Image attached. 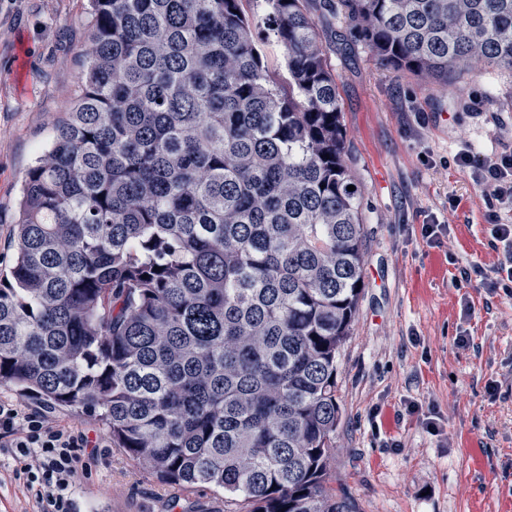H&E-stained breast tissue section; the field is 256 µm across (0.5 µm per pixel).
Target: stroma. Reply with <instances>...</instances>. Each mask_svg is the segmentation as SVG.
Returning a JSON list of instances; mask_svg holds the SVG:
<instances>
[{"instance_id":"1","label":"stroma","mask_w":512,"mask_h":512,"mask_svg":"<svg viewBox=\"0 0 512 512\" xmlns=\"http://www.w3.org/2000/svg\"><path fill=\"white\" fill-rule=\"evenodd\" d=\"M270 72L287 83L269 34L265 0H243ZM336 73L346 128L345 160L362 189L364 287L339 356L343 418L330 484L356 512H512V297L458 287L463 267L502 258L488 206L473 181L484 155L512 151V77L466 75L428 84L380 65L360 37L348 45L344 17L315 11ZM88 35L87 0H0V268L13 261V228L28 169L73 107ZM469 150L471 163L456 165ZM451 228L449 247H430L422 225ZM467 337V346L457 343ZM438 418L442 434L426 427ZM101 436L83 456L74 512H224L223 494L160 483ZM0 448V512H33Z\"/></svg>"}]
</instances>
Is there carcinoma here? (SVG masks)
I'll return each mask as SVG.
<instances>
[{
  "label": "carcinoma",
  "instance_id": "carcinoma-1",
  "mask_svg": "<svg viewBox=\"0 0 512 512\" xmlns=\"http://www.w3.org/2000/svg\"><path fill=\"white\" fill-rule=\"evenodd\" d=\"M90 0L76 101L25 176L0 385L228 512H355L328 485L364 277L360 190L310 0ZM429 83L512 75V0H319ZM242 4L245 11L249 15H253L256 21H258V24L254 29V35L258 44L266 54L270 72L278 82L287 86L288 70L285 66L282 52L277 46L273 35L269 34L264 20L269 7L264 0H244Z\"/></svg>",
  "mask_w": 512,
  "mask_h": 512
}]
</instances>
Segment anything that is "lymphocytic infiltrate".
Instances as JSON below:
<instances>
[{
  "mask_svg": "<svg viewBox=\"0 0 512 512\" xmlns=\"http://www.w3.org/2000/svg\"><path fill=\"white\" fill-rule=\"evenodd\" d=\"M475 181L486 201L512 205V152L484 156ZM493 237L503 245V259L481 270L482 283L512 296V225L497 224ZM80 426L0 398V448L10 449L22 467L15 477L36 505V512H74V489L83 468L85 449L98 447Z\"/></svg>",
  "mask_w": 512,
  "mask_h": 512,
  "instance_id": "obj_1",
  "label": "lymphocytic infiltrate"
}]
</instances>
